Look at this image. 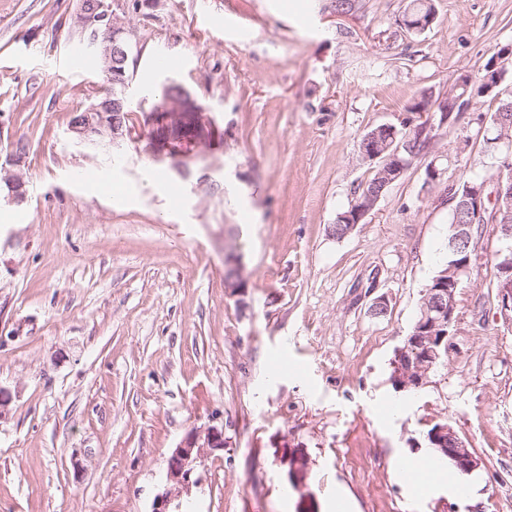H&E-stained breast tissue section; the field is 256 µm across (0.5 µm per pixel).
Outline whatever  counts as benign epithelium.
Segmentation results:
<instances>
[{
  "instance_id": "obj_1",
  "label": "benign epithelium",
  "mask_w": 512,
  "mask_h": 512,
  "mask_svg": "<svg viewBox=\"0 0 512 512\" xmlns=\"http://www.w3.org/2000/svg\"><path fill=\"white\" fill-rule=\"evenodd\" d=\"M123 9L121 0L102 7L89 5L88 0H79L77 15L79 24L89 30L88 44L94 51L103 49L112 53V70L109 78L112 82L126 85L125 64L128 60V41L125 29L115 22L117 11ZM188 104L187 92L178 88V95L167 108H159L148 116L147 126L162 128L165 136L163 143L169 146L165 157L170 159L171 167L183 174L188 169L189 155L181 151V146L188 144L196 133L195 113L185 112ZM124 100H112V128L102 132V113L84 112L69 127L72 137L80 144L102 151L133 133L140 135L144 131H135L125 123L122 112ZM440 112V125L448 124V97L439 100L437 107H432L428 98L414 108L416 112ZM490 128L479 127L478 135L484 137L487 147L495 153H504L506 157L496 169L492 178L467 193L458 207L460 220L451 225L448 237V254L462 256L459 261L448 264V279L436 280L424 291L420 307L421 319L414 332L407 337L405 346L396 351L392 363V383L398 389H418L425 384L427 375L441 358L440 347L448 344L449 328L455 318L457 309V290L460 276L466 271L471 260V242L473 228L476 224H494L498 228L500 245L496 252L497 260V294L504 311L512 312V212L504 211L502 202L512 203V135L501 131L495 138L489 137ZM363 159L375 165L377 179L371 189L360 198L351 202L347 213L341 215L348 230L354 227L373 209L385 189L403 176L411 165L413 158L400 155V149H391L376 141L375 136L368 135L361 146ZM26 150L22 142L15 143L7 165H0V174L11 189L14 202L26 200V181L23 172ZM224 256L229 259L233 274L225 278L226 287L238 294L247 288L241 274V258L231 244L224 246ZM429 447L441 452L449 464L459 471L469 474L476 470L479 459L460 437L454 428L446 423H439L426 434ZM224 427L215 425L191 431L182 443L174 449L166 473L168 488L158 495L152 512H172V501L182 495H190L197 484L194 472L201 462L204 449L212 451L224 449Z\"/></svg>"
}]
</instances>
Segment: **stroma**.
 <instances>
[{"label": "stroma", "mask_w": 512, "mask_h": 512, "mask_svg": "<svg viewBox=\"0 0 512 512\" xmlns=\"http://www.w3.org/2000/svg\"><path fill=\"white\" fill-rule=\"evenodd\" d=\"M407 0H153L126 10V94L174 79L203 110L181 175L148 139L117 162L69 121L106 90L77 0H0V164L26 145L28 197L0 184V512H151L173 450L218 425L179 512H512V317L490 283L494 225L474 228L448 353L416 391L391 362L448 257V183L490 172L476 99L437 128L345 237L337 215L372 175L362 136L421 94L479 75L512 45V0H434L412 37ZM167 53L176 68L158 72ZM439 177L427 183L426 169ZM235 245L245 295L224 286ZM388 295L386 315L370 312ZM450 424L475 488L414 493L401 463Z\"/></svg>", "instance_id": "stroma-1"}]
</instances>
